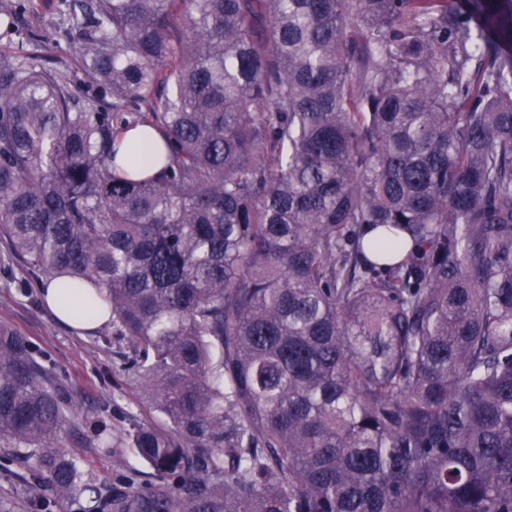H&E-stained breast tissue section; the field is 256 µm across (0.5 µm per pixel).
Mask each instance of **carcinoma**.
Instances as JSON below:
<instances>
[{"label": "carcinoma", "mask_w": 512, "mask_h": 512, "mask_svg": "<svg viewBox=\"0 0 512 512\" xmlns=\"http://www.w3.org/2000/svg\"><path fill=\"white\" fill-rule=\"evenodd\" d=\"M0 0V268L94 288L165 424L103 495L0 324V439L84 512H512V0ZM164 166L114 170L130 128ZM384 237L364 246V227ZM38 13L35 16H26V27H35L43 35L44 54L48 56L54 65L69 73L74 79L77 91L80 96L86 99H93L107 92L112 110V98L99 80H88L82 70V62L74 56L71 51V43L65 29L58 25L56 15L57 0H36ZM148 140L155 144H157L159 147L162 144V139L160 135L151 130H146L145 128H137L129 130L127 133H125L123 137V143L120 147L119 153L117 155V165L119 167L125 168L126 166V153L129 148L134 146L135 144Z\"/></svg>", "instance_id": "cac0c4a2"}]
</instances>
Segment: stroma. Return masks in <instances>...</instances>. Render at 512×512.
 <instances>
[{"instance_id":"stroma-1","label":"stroma","mask_w":512,"mask_h":512,"mask_svg":"<svg viewBox=\"0 0 512 512\" xmlns=\"http://www.w3.org/2000/svg\"><path fill=\"white\" fill-rule=\"evenodd\" d=\"M37 3V14L27 16L25 23L42 34L45 55L72 76L80 96L104 95L102 82L86 79L80 59L71 53L69 37L58 24L56 0ZM1 323L18 331L42 355L61 396L73 407L61 444L82 458L83 482L108 488L123 476L150 479V469L127 443V431L131 422L159 424L163 417L124 373L122 346L105 342L100 331L80 332L60 324L40 289L21 292L0 274ZM100 427L111 432V447H97ZM30 468V462L15 459L0 469V512H67V504L55 495L36 491L35 481L28 478Z\"/></svg>"}]
</instances>
